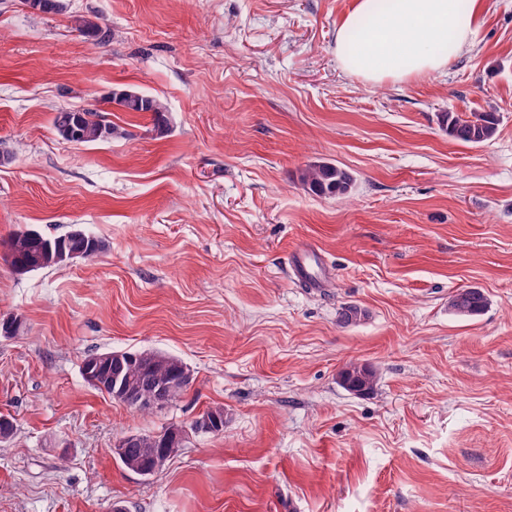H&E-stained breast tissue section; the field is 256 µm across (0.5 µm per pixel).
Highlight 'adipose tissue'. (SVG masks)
Here are the masks:
<instances>
[{"instance_id":"adipose-tissue-1","label":"adipose tissue","mask_w":512,"mask_h":512,"mask_svg":"<svg viewBox=\"0 0 512 512\" xmlns=\"http://www.w3.org/2000/svg\"><path fill=\"white\" fill-rule=\"evenodd\" d=\"M479 0H356L336 61L370 84L439 73L471 42Z\"/></svg>"}]
</instances>
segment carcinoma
I'll return each mask as SVG.
<instances>
[{
  "label": "carcinoma",
  "mask_w": 512,
  "mask_h": 512,
  "mask_svg": "<svg viewBox=\"0 0 512 512\" xmlns=\"http://www.w3.org/2000/svg\"><path fill=\"white\" fill-rule=\"evenodd\" d=\"M77 30L89 38L103 40L106 34L97 22V16H80L76 19ZM112 102L128 112L152 114L158 130H164L166 107L156 97L143 94L132 88L112 92ZM85 118L71 132L73 111L61 110L54 117V126L59 135L75 145H86L112 139L116 133L111 123L92 111H84ZM442 129L448 137L463 144H483L496 136L498 118L493 112H472L462 117L455 112H443L439 116ZM302 181L308 189L319 196L340 197L347 195L353 185L352 175L345 169L328 163L308 166L302 173ZM103 249L102 243L89 233L75 234L71 231L53 238L42 235L35 229H24L13 234L9 243L10 262L18 274L39 269L56 268L76 259L89 260ZM488 299L478 288H459L448 300L449 308L458 316L475 317L483 313ZM365 317V312L356 305H348L339 312V323L355 324ZM98 372L102 385L97 390L111 393L115 374L121 382L142 398L153 396L158 385L174 384L178 387L175 397H180L190 383V373L181 360L157 351L140 352L109 351L90 354L82 362L81 374ZM340 383L366 394L376 385L374 370L352 362L340 373ZM183 427L170 424L160 432L140 433L136 441L122 449L118 457L128 471H150L160 460L168 461L178 454L181 441L163 442L158 434L177 435Z\"/></svg>",
  "instance_id": "cac0c4a2"
}]
</instances>
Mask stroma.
<instances>
[{"mask_svg":"<svg viewBox=\"0 0 512 512\" xmlns=\"http://www.w3.org/2000/svg\"><path fill=\"white\" fill-rule=\"evenodd\" d=\"M0 0V512H512V0H481L440 74L370 85L336 61L355 0ZM95 15L96 43L74 16ZM159 98L169 130L109 102ZM94 110L112 140L54 129ZM494 112L495 139L442 112ZM327 161L347 197L301 180ZM80 226L91 260L17 274L22 229ZM312 243L327 286L288 275ZM481 289L484 313L450 295ZM348 304L365 320L338 321ZM153 350L191 382L143 413L94 390L88 354ZM377 373L367 395L339 381ZM224 410L218 434L191 431ZM188 426L151 476L112 446ZM73 110H61L54 117V126L59 135L66 141L75 145H86L97 142H104L112 139L116 133L111 123L106 122L98 113L83 110L85 118L76 128V132L71 134V125L73 122ZM439 122L449 138L466 145L491 142L499 124L494 112H471L466 117L455 112H442ZM488 299L478 288H459L448 300L449 308L458 316L475 317L483 313ZM376 373L374 370L359 363H349L340 373V383L350 391L355 389L360 394L371 392L376 385Z\"/></svg>","mask_w":512,"mask_h":512,"instance_id":"1","label":"stroma"}]
</instances>
